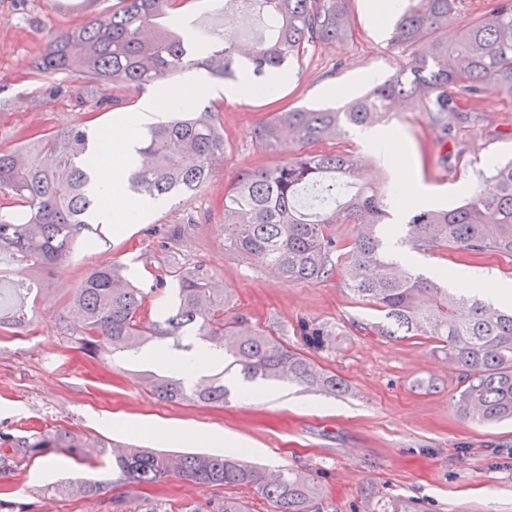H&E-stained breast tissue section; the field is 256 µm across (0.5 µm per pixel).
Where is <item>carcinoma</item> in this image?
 <instances>
[{
	"instance_id": "carcinoma-1",
	"label": "carcinoma",
	"mask_w": 512,
	"mask_h": 512,
	"mask_svg": "<svg viewBox=\"0 0 512 512\" xmlns=\"http://www.w3.org/2000/svg\"><path fill=\"white\" fill-rule=\"evenodd\" d=\"M174 0H121L122 6L69 29L50 33L31 64L45 78L77 74L78 98L103 105L100 86L121 85L161 92L169 78L195 66L217 79L265 81L285 73L317 47L352 35V0H253L266 33L251 40L241 61L238 40L201 42L192 22L171 16ZM460 0H407L399 4L391 43L408 51L399 69L345 108L278 110L259 126L260 147L286 155L271 168L237 172L224 193V248L287 281L319 280L335 269L358 299L376 304L383 320L372 326L390 340L432 336L443 343L462 371L454 407L477 423L512 419V310L490 300L468 298L414 272L386 249L390 220L388 194L363 178L364 161L348 150L310 152L336 142L349 129L387 120L390 108L405 104L446 132L448 119L461 115L488 92L512 96V0H496L482 20L453 38L438 32ZM26 160L0 149V254L11 262L0 277L21 302L10 310L11 326L30 324L22 299L47 289L69 261L75 246L92 230L99 209L92 180L95 156L89 151L86 121L29 139ZM148 161L131 169L136 195L162 200L172 193L192 195L213 176L226 151L224 130L214 111L176 117L148 127L135 146ZM333 224L358 225L348 250L329 232ZM402 243L415 251L456 247L489 248L512 256V161L498 164L459 206L422 204L407 222ZM341 253V263L333 256ZM147 295L112 265H98L81 281L70 305L79 312L78 349L91 357L116 350H138L155 338L172 340L171 349L189 354L191 331L210 349L232 358L244 379L286 381L334 393L336 375L315 369L305 352L291 348L269 329L251 327L241 314L224 312V289L199 265L178 283L176 306L153 320ZM299 336L309 350L326 344L322 328L303 323ZM144 383L158 399L213 404L224 401V374L192 386L173 376L150 375ZM13 454L0 455V469L14 455L33 456L65 448L77 460L91 455L112 460L117 481L133 489L155 486L177 476L199 487L247 486L269 502L273 512H322L309 476L289 469L276 477L238 458L210 453L168 454L128 446L120 454L104 441L91 444L57 428L50 437H22ZM107 484L82 479L60 487L85 497Z\"/></svg>"
}]
</instances>
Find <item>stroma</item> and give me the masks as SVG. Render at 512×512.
Returning a JSON list of instances; mask_svg holds the SVG:
<instances>
[{
  "label": "stroma",
  "instance_id": "35a3bbf8",
  "mask_svg": "<svg viewBox=\"0 0 512 512\" xmlns=\"http://www.w3.org/2000/svg\"><path fill=\"white\" fill-rule=\"evenodd\" d=\"M372 0H354L351 39L326 44L289 67L276 93L247 82L220 80L187 71L173 78L184 86H204L201 108H214L224 129L226 153L212 180L188 202L170 201L144 211L139 222L97 225L104 244L77 247L47 294L35 302L36 320L21 335L0 336V434L48 433L63 425L87 441H137L170 453L193 446L174 438L173 429L201 428L232 435L240 448L206 444L209 453L237 456L271 469L295 468L309 474L324 512H393L395 503L416 504L421 512H512V421L480 425L457 414L453 398L461 371L446 350L424 336L388 340L372 332L382 314L354 297L339 274L311 282L267 279L249 262L224 247V189L241 169H262L282 162L262 150L257 125L280 106L343 108L351 99L392 75L406 53L389 41L394 15L374 12ZM120 0H0V146L21 147L28 135L60 130L87 119L91 141L104 137L112 123L131 114L148 127L168 119V111H147L154 94L104 85V105L80 101L77 76L34 79L28 66L47 34L88 17L118 9ZM177 13L195 19L199 40L224 41V0H176ZM480 119L456 121L449 132L430 125L418 112H400L387 123L356 130L345 149L367 158L371 178L383 181L391 202V238H398L414 206L405 198L401 175L379 147L413 152L428 204L450 208L479 184L483 173L512 158V97L490 92L478 104ZM405 262L439 284L449 268L485 274L490 283L512 284V256L493 250L445 248L405 252ZM116 265L141 288L165 277L167 288L148 300L153 316L173 306L180 272L201 265L222 283L230 313L250 325L278 332L300 346L296 330L304 321L328 333L323 350L311 352L315 366L347 385L332 394L295 383H270L262 400L243 397L238 368L221 370L201 362L197 379L223 374L224 402L195 405L156 398L140 378L173 370L167 342L154 341L136 351L92 359L78 351L58 324L71 331L69 298L96 265ZM129 420V428L109 420ZM82 478L107 481L95 499L97 512H109L108 497H123L136 512L148 500L206 506L224 498L243 500L251 512H270L251 488H202L171 478L138 491L112 483L100 458L77 461L63 448L20 461L0 471V499L16 512L29 504L54 500L57 512H83L80 496L54 495L53 485Z\"/></svg>",
  "mask_w": 512,
  "mask_h": 512
}]
</instances>
